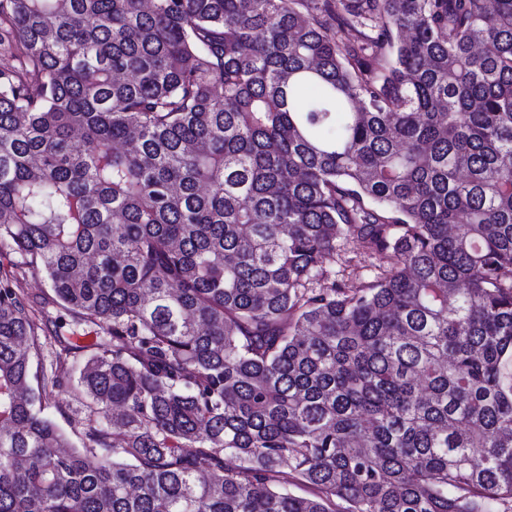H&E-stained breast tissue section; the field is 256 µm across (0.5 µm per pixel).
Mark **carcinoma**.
Masks as SVG:
<instances>
[{
  "instance_id": "1",
  "label": "carcinoma",
  "mask_w": 512,
  "mask_h": 512,
  "mask_svg": "<svg viewBox=\"0 0 512 512\" xmlns=\"http://www.w3.org/2000/svg\"><path fill=\"white\" fill-rule=\"evenodd\" d=\"M2 245L0 512H512V0H0ZM355 247L352 243L348 244L341 252L328 256L323 264L331 279L335 278L345 288L359 287L376 271L371 264L377 261L360 254ZM39 369L40 371L43 370L45 374L50 378L52 376H58V377H66L70 376L72 379H76L78 374L75 370H72L70 368H62L56 363L55 359V346L54 343H52V346L50 345V342L44 345L42 347L41 355L39 356ZM46 395L48 415L67 431L72 441L80 445L81 423L85 416L82 405L69 392L52 387L51 383L46 387Z\"/></svg>"
}]
</instances>
